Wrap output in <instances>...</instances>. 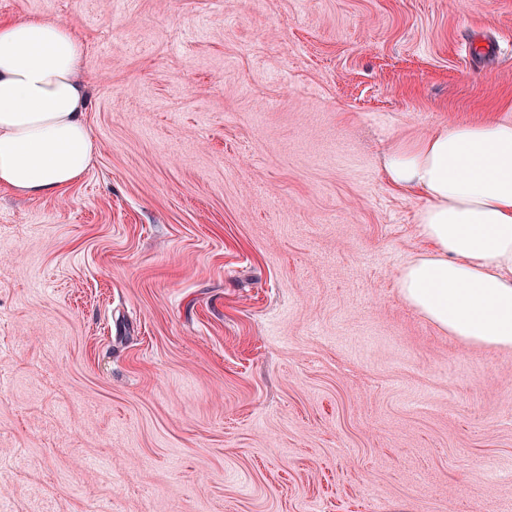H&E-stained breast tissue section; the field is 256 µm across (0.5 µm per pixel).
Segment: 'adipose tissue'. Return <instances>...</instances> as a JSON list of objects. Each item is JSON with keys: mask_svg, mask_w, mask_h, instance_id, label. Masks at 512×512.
<instances>
[{"mask_svg": "<svg viewBox=\"0 0 512 512\" xmlns=\"http://www.w3.org/2000/svg\"><path fill=\"white\" fill-rule=\"evenodd\" d=\"M83 46L52 18L0 21V187L60 193L92 166ZM383 171L422 194L427 243L400 297L463 342L512 348V122L458 123L391 147Z\"/></svg>", "mask_w": 512, "mask_h": 512, "instance_id": "obj_1", "label": "adipose tissue"}]
</instances>
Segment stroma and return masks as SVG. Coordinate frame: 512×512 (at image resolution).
Masks as SVG:
<instances>
[{"mask_svg": "<svg viewBox=\"0 0 512 512\" xmlns=\"http://www.w3.org/2000/svg\"><path fill=\"white\" fill-rule=\"evenodd\" d=\"M99 153L0 190V512H501L512 349L398 295L393 144L512 121V0H0Z\"/></svg>", "mask_w": 512, "mask_h": 512, "instance_id": "1", "label": "stroma"}]
</instances>
